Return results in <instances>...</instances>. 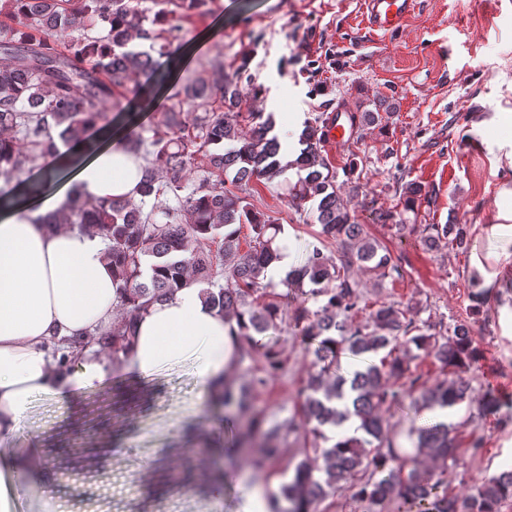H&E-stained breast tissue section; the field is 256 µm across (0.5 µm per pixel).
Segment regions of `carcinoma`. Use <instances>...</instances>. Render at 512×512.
I'll list each match as a JSON object with an SVG mask.
<instances>
[{
  "label": "carcinoma",
  "instance_id": "carcinoma-1",
  "mask_svg": "<svg viewBox=\"0 0 512 512\" xmlns=\"http://www.w3.org/2000/svg\"><path fill=\"white\" fill-rule=\"evenodd\" d=\"M167 8L150 16L129 0H0V28L10 25L13 37L0 44L11 62L0 67V176L6 179L39 166L56 154L59 145L89 143L94 134L112 125L116 95L128 94L129 109L149 85H164L178 70L171 50L178 40L175 21L207 10L209 0H164ZM72 36L59 48L61 27ZM251 81L242 61L222 81L205 72L183 89V99L163 113L162 129L147 139L127 136V149L144 159L136 192L140 204L124 197L95 200L73 189L66 208L43 217L51 230L77 228L105 243L112 277L123 285V298L112 328L87 341L69 342L59 366L78 359L95 346L119 365L130 348L131 328L141 313L165 301L177 288L195 284L203 299L239 326L243 352L263 350L265 371L281 369V354L266 348L260 336L282 320V300L309 298L310 310L295 307L292 322L314 357L318 370L303 389L301 420L268 421L251 415L252 388L265 384L254 376L251 386L229 387L218 398L236 406L242 425L237 444L260 448L263 461L281 458L284 433L300 439L312 432L329 446L318 449L322 465L304 459L281 486L283 502L275 512H317V505L345 482L353 498L381 512L392 499L417 512H501L512 500V462L487 477L468 495L448 488V464L461 457L459 431L443 423L418 427L417 453L435 468L423 470L399 462L395 443L386 432L380 409L401 402L405 392L418 393L425 408L460 405L470 397L464 374L477 367L483 351L472 325L457 320L446 326L417 320L398 302H365L354 270L368 269L381 280L402 277L398 259L354 220L338 193L337 170L321 150L325 128L337 116H318L299 135V154L286 164L274 122L261 112H244L242 83ZM207 159L204 175L192 186L185 176L196 155ZM290 167L297 180L281 179ZM51 171L29 179L20 193L0 194V211L14 207L19 194L38 196ZM300 209L316 204L320 236L337 244L338 256L314 247L303 263L283 280L278 293L261 275L280 258L276 241L283 226L247 202L253 181ZM173 194L177 205L164 197ZM378 224L399 230L407 225L391 210H373ZM251 240L241 249V226ZM421 240L435 249L445 245L465 249L470 241L466 224H428ZM312 288L304 289L305 284ZM471 280L470 314L478 316L487 302L485 291ZM366 356L370 361L352 373H342V355ZM431 357L448 371L442 381L427 386L414 375L411 362ZM512 409V401L494 391L484 393L480 412ZM355 420L353 433L338 440L325 429H341Z\"/></svg>",
  "mask_w": 512,
  "mask_h": 512
}]
</instances>
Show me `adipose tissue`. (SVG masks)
<instances>
[{
	"instance_id": "1",
	"label": "adipose tissue",
	"mask_w": 512,
	"mask_h": 512,
	"mask_svg": "<svg viewBox=\"0 0 512 512\" xmlns=\"http://www.w3.org/2000/svg\"><path fill=\"white\" fill-rule=\"evenodd\" d=\"M54 165L64 188L0 215V441L23 429L35 397L93 389L112 373L89 351L78 369L58 366L55 343L111 327L121 285L112 278L100 238L48 231L42 218L66 204V188L73 184L98 200L134 197L142 161L117 136L80 160L63 150ZM500 197L496 221L485 230L488 246L474 250L470 267L483 287L500 293L503 312L512 315V188H503ZM237 331L236 322L204 302L198 286L181 288L137 319L122 368L151 379L194 357L196 383L209 398L234 379Z\"/></svg>"
}]
</instances>
